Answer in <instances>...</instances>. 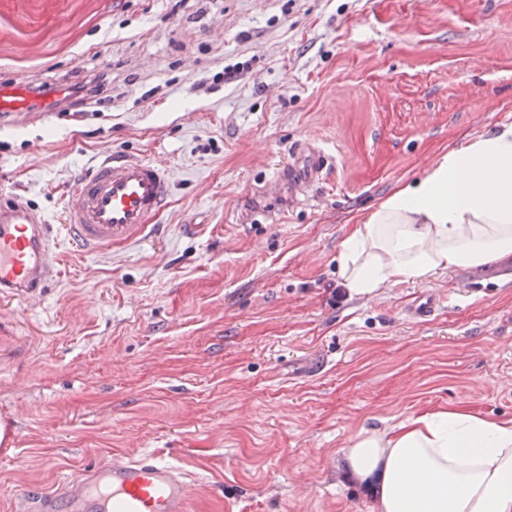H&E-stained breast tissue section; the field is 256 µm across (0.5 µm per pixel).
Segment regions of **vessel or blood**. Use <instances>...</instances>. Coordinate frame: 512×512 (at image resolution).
<instances>
[{
	"instance_id": "1",
	"label": "vessel or blood",
	"mask_w": 512,
	"mask_h": 512,
	"mask_svg": "<svg viewBox=\"0 0 512 512\" xmlns=\"http://www.w3.org/2000/svg\"><path fill=\"white\" fill-rule=\"evenodd\" d=\"M59 84L53 97L33 101L27 82L0 87V112L58 111L68 97ZM171 192V170L156 160L110 158L76 186L55 225L21 196L0 195V299L29 298L58 274L60 241L93 253L134 240ZM197 490L173 457L113 454L106 462L62 481L47 493L26 488L34 512H192Z\"/></svg>"
}]
</instances>
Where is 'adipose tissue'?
<instances>
[{"instance_id":"1","label":"adipose tissue","mask_w":512,"mask_h":512,"mask_svg":"<svg viewBox=\"0 0 512 512\" xmlns=\"http://www.w3.org/2000/svg\"><path fill=\"white\" fill-rule=\"evenodd\" d=\"M512 263V124L440 153L360 217L337 257L353 296ZM372 512H512V416L433 408L364 429L342 451Z\"/></svg>"}]
</instances>
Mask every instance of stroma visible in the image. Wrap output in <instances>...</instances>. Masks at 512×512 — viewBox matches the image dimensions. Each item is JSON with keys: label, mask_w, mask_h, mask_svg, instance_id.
<instances>
[{"label": "stroma", "mask_w": 512, "mask_h": 512, "mask_svg": "<svg viewBox=\"0 0 512 512\" xmlns=\"http://www.w3.org/2000/svg\"><path fill=\"white\" fill-rule=\"evenodd\" d=\"M65 78L94 96L0 116V193L56 219L112 156L174 187L144 238L61 242L57 282L0 300V512L145 451L181 462L195 512H370L342 472L361 429L512 415L503 267L372 298L336 269L359 214L512 123V0H0V85ZM314 147L330 160L299 203ZM425 294L440 307L413 319Z\"/></svg>", "instance_id": "obj_1"}]
</instances>
